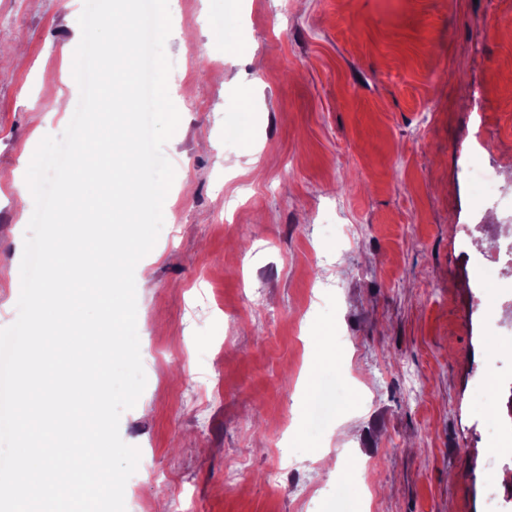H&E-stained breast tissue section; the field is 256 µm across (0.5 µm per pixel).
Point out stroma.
<instances>
[{
  "instance_id": "1",
  "label": "stroma",
  "mask_w": 512,
  "mask_h": 512,
  "mask_svg": "<svg viewBox=\"0 0 512 512\" xmlns=\"http://www.w3.org/2000/svg\"><path fill=\"white\" fill-rule=\"evenodd\" d=\"M83 0H0V327L17 318L12 186L79 97ZM176 181L135 269L151 469L126 512H512V0H169ZM501 171L476 212L465 161ZM504 451L488 465L492 424ZM490 251L491 255L482 263L483 279L486 283H495L499 279L501 264L512 265V234L505 248L495 244Z\"/></svg>"
}]
</instances>
